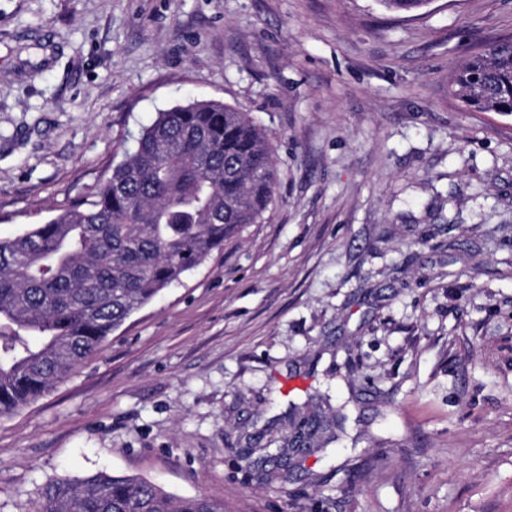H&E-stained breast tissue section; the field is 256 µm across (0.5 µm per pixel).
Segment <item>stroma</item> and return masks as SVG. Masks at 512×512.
I'll use <instances>...</instances> for the list:
<instances>
[{"mask_svg":"<svg viewBox=\"0 0 512 512\" xmlns=\"http://www.w3.org/2000/svg\"><path fill=\"white\" fill-rule=\"evenodd\" d=\"M510 37L512 0H0V239L197 100L278 170L262 223L0 418V512L100 470L224 512H512V114L448 92ZM338 403L257 479L246 449ZM345 419V415L342 412V408L335 409L334 413L331 416V419L328 420V423L325 425L324 421L319 419L317 423L314 425L312 430H308L304 434H300L298 436H294L292 439L288 440V435H286L283 439V445H280L278 448H275V453L270 451L267 452L266 457L260 458L259 461L263 460L261 463H266L272 459H279L281 462V472L277 475L279 479H281L284 483L288 482V455L289 451L294 452V443L296 444L298 441L301 442V439H307V444L309 446L314 444V439L318 435L320 431L327 430L328 428H336L339 426L342 421ZM291 446V448H290Z\"/></svg>","mask_w":512,"mask_h":512,"instance_id":"obj_1","label":"stroma"}]
</instances>
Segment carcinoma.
<instances>
[{"mask_svg": "<svg viewBox=\"0 0 512 512\" xmlns=\"http://www.w3.org/2000/svg\"><path fill=\"white\" fill-rule=\"evenodd\" d=\"M416 12L430 0H379ZM449 93L467 111L512 113V40L492 42L452 71ZM276 203V165L244 113L203 100L157 114L112 175L43 224L0 240V416L49 393L137 310L224 249ZM337 409L283 439L288 482L294 443L342 423ZM37 512H224V501L179 498L151 482L98 472L44 485Z\"/></svg>", "mask_w": 512, "mask_h": 512, "instance_id": "1", "label": "carcinoma"}]
</instances>
